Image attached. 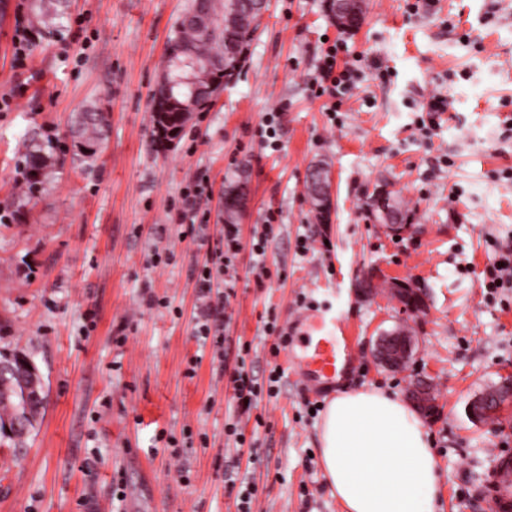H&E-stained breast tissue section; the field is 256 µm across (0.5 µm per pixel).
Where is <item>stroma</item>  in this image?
<instances>
[{
	"mask_svg": "<svg viewBox=\"0 0 512 512\" xmlns=\"http://www.w3.org/2000/svg\"><path fill=\"white\" fill-rule=\"evenodd\" d=\"M414 2L365 0L361 26L343 31L326 0H268L239 73L166 146L152 133L151 94L187 0H64L51 25L34 26L20 68L16 14L32 0H0V95L13 99L0 112V352L30 355L46 395L26 454L0 446V512H237L242 481L260 490L252 512H343L317 457L334 392L304 381L265 331L277 321L300 347L316 333L309 316L326 309L352 338L340 390L433 388L437 411L422 423L440 470L434 512H491L485 486L494 460L512 457V411L477 424L467 406L512 371V289L482 285L493 244L512 246V0H433L418 12ZM327 38L346 42L338 59L357 69L333 115L310 91ZM435 93L448 110L424 132ZM88 104L110 120L89 165L71 132ZM277 110L274 152L254 132ZM33 138L53 144L58 164L24 193ZM320 163L331 176L326 224L305 184ZM203 175L212 194L197 210L211 237L225 188L248 192L220 366L192 335L196 248L172 208ZM382 185L406 213L401 231L370 213ZM271 214L260 282L251 240ZM155 248L173 260L151 266ZM395 279L422 291V316L392 297ZM151 296L168 307L148 306ZM400 326L415 346L397 371L374 347ZM241 360L261 381L284 371L279 396L246 423L251 449L224 434ZM187 427L195 440L169 444Z\"/></svg>",
	"mask_w": 512,
	"mask_h": 512,
	"instance_id": "1",
	"label": "stroma"
}]
</instances>
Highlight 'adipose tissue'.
Here are the masks:
<instances>
[{
  "mask_svg": "<svg viewBox=\"0 0 512 512\" xmlns=\"http://www.w3.org/2000/svg\"><path fill=\"white\" fill-rule=\"evenodd\" d=\"M319 458L344 512H431L440 477L415 411L379 389L349 390L328 403Z\"/></svg>",
  "mask_w": 512,
  "mask_h": 512,
  "instance_id": "1",
  "label": "adipose tissue"
}]
</instances>
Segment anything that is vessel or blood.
<instances>
[{
  "label": "vessel or blood",
  "instance_id": "vessel-or-blood-1",
  "mask_svg": "<svg viewBox=\"0 0 512 512\" xmlns=\"http://www.w3.org/2000/svg\"><path fill=\"white\" fill-rule=\"evenodd\" d=\"M319 335L308 337L295 364L309 381L335 387L338 376L343 375L351 363L348 337L338 335L339 322L334 317L318 320ZM488 497L493 512H512V459L497 458L490 473Z\"/></svg>",
  "mask_w": 512,
  "mask_h": 512
}]
</instances>
